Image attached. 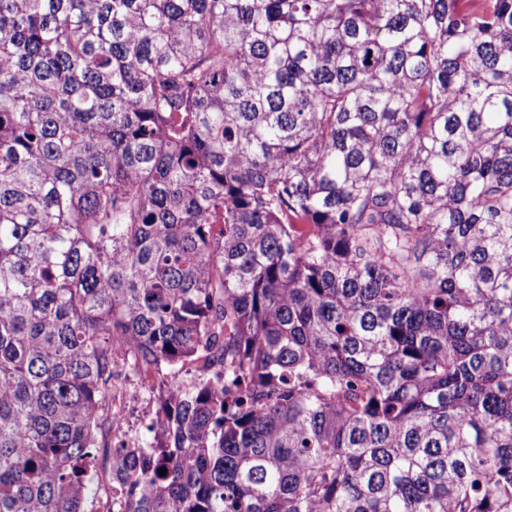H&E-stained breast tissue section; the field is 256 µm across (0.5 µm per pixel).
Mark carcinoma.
Instances as JSON below:
<instances>
[{
  "label": "carcinoma",
  "instance_id": "1",
  "mask_svg": "<svg viewBox=\"0 0 512 512\" xmlns=\"http://www.w3.org/2000/svg\"><path fill=\"white\" fill-rule=\"evenodd\" d=\"M120 360L172 381L114 449ZM98 469L512 512V0H0V512Z\"/></svg>",
  "mask_w": 512,
  "mask_h": 512
}]
</instances>
